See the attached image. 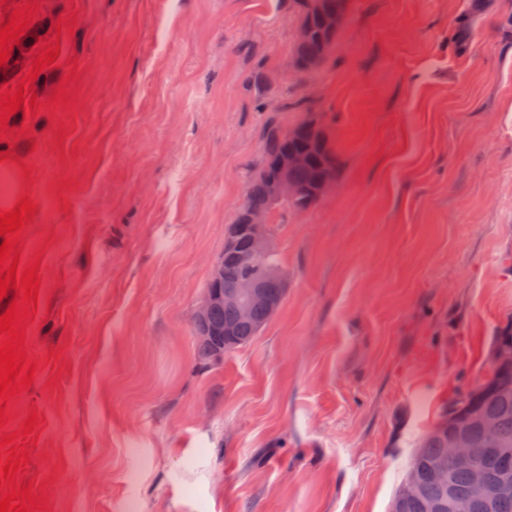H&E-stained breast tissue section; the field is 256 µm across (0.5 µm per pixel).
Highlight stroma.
Wrapping results in <instances>:
<instances>
[{"label":"stroma","mask_w":512,"mask_h":512,"mask_svg":"<svg viewBox=\"0 0 512 512\" xmlns=\"http://www.w3.org/2000/svg\"><path fill=\"white\" fill-rule=\"evenodd\" d=\"M477 2L348 0L300 79L289 0H0V25L29 4L39 32L0 65V92L38 101L0 128L36 206L18 246L40 263L37 370L0 398L36 512H388L512 327V0ZM312 114L338 187L272 227L276 318L198 370L192 314L265 124Z\"/></svg>","instance_id":"35a3bbf8"}]
</instances>
